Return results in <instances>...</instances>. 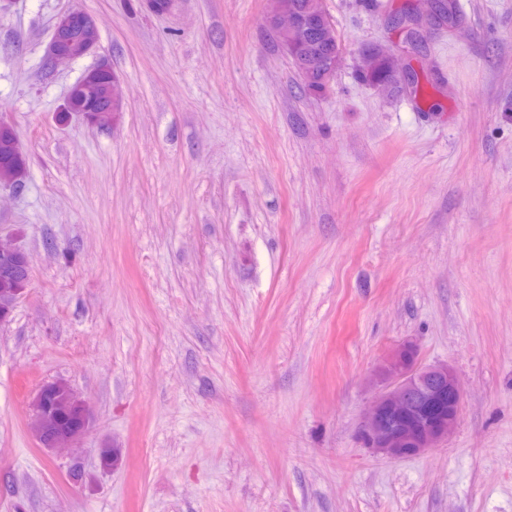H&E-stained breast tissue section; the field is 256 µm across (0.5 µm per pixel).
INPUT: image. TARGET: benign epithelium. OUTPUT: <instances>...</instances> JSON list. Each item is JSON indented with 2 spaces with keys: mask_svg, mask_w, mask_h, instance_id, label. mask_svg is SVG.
I'll list each match as a JSON object with an SVG mask.
<instances>
[{
  "mask_svg": "<svg viewBox=\"0 0 512 512\" xmlns=\"http://www.w3.org/2000/svg\"><path fill=\"white\" fill-rule=\"evenodd\" d=\"M273 7L265 23L280 35L281 46L292 55L304 48L312 34L306 16L288 6V0H271ZM100 40L93 15L70 11L60 15L46 50L52 63L71 61L92 53ZM360 72L371 76L382 70L387 79L375 83L391 91L407 81L398 59L387 47L377 45L360 58ZM120 78L112 65L101 62L87 70L68 90L61 116L77 115L90 126L112 124V112L120 107ZM28 177L23 164L9 175L0 176V189H21ZM30 273L27 255L0 240V322L10 315L22 288L10 287L8 280ZM375 380L381 390L369 403L360 428L361 440L374 453L389 459H407L438 447L457 425L463 390L456 371L446 363L422 367L410 342L399 344L378 367ZM75 410L76 423L63 429L52 427L59 406ZM32 426L39 445L49 451L71 448L88 432L91 414L87 404L63 381L40 388L30 402Z\"/></svg>",
  "mask_w": 512,
  "mask_h": 512,
  "instance_id": "1",
  "label": "benign epithelium"
}]
</instances>
